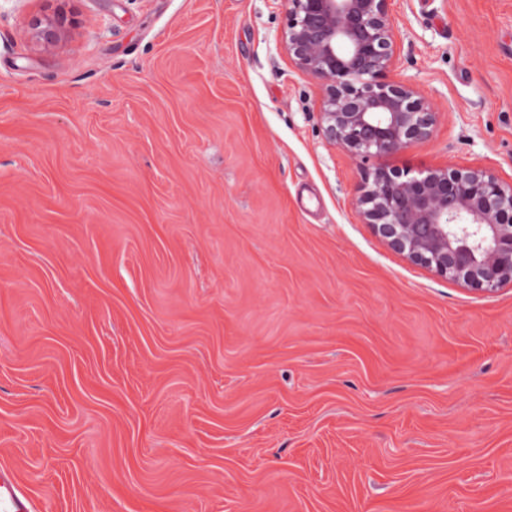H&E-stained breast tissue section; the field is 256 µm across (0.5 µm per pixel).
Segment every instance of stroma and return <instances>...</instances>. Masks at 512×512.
I'll return each mask as SVG.
<instances>
[{
  "label": "stroma",
  "instance_id": "35a3bbf8",
  "mask_svg": "<svg viewBox=\"0 0 512 512\" xmlns=\"http://www.w3.org/2000/svg\"><path fill=\"white\" fill-rule=\"evenodd\" d=\"M393 14L439 117L383 165L511 182L512 0ZM283 24L0 0V465L40 512H512V284L361 223ZM66 21L62 13H56L53 17L35 15L30 19L29 26L38 42L45 48H52L62 39Z\"/></svg>",
  "mask_w": 512,
  "mask_h": 512
}]
</instances>
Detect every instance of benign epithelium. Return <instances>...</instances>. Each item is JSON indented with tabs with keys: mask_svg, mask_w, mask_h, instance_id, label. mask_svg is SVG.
<instances>
[{
	"mask_svg": "<svg viewBox=\"0 0 512 512\" xmlns=\"http://www.w3.org/2000/svg\"><path fill=\"white\" fill-rule=\"evenodd\" d=\"M280 49L322 89L326 136L365 164L431 137L436 112L413 85L388 79L396 57L391 0H283ZM46 48L66 17L35 15ZM356 211L395 251L461 286L512 283V182L486 168L366 172Z\"/></svg>",
	"mask_w": 512,
	"mask_h": 512,
	"instance_id": "7a95c632",
	"label": "benign epithelium"
}]
</instances>
